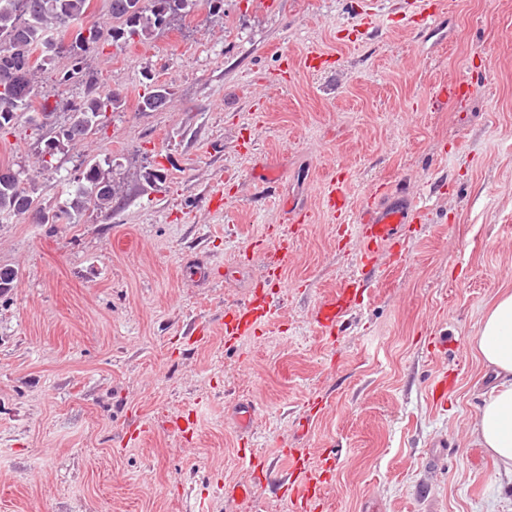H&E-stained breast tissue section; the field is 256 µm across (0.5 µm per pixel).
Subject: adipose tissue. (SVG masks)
<instances>
[{
    "mask_svg": "<svg viewBox=\"0 0 512 512\" xmlns=\"http://www.w3.org/2000/svg\"><path fill=\"white\" fill-rule=\"evenodd\" d=\"M501 377L479 409L472 434L494 462L512 470V291L499 292L480 322L473 345Z\"/></svg>",
    "mask_w": 512,
    "mask_h": 512,
    "instance_id": "adipose-tissue-1",
    "label": "adipose tissue"
}]
</instances>
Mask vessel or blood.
<instances>
[{
    "label": "vessel or blood",
    "mask_w": 512,
    "mask_h": 512,
    "mask_svg": "<svg viewBox=\"0 0 512 512\" xmlns=\"http://www.w3.org/2000/svg\"><path fill=\"white\" fill-rule=\"evenodd\" d=\"M376 205L367 206L356 219L357 234L361 241L359 263L370 265L374 256L384 249H392L395 256L403 254V231L406 224L414 222L418 211L406 192L399 185H385L377 189ZM293 248L288 235L276 237L269 249L273 263L268 270L264 288L252 289L244 300L230 305L224 310V322L220 332L225 345H235L238 338L256 334L265 317L273 309V295L276 288L282 287V264ZM369 288L368 280L361 275L344 282L315 307L313 320L320 335L328 344H335L334 333L353 305L363 300ZM170 431L185 442H193L198 431L196 415L178 414L167 421ZM288 461V474L277 482V491L289 505L290 512H321L322 486L329 478L336 463L334 453H327L320 470H312L308 465V453L303 448H285L281 451Z\"/></svg>",
    "instance_id": "1"
}]
</instances>
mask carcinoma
I'll use <instances>...</instances> for the list:
<instances>
[{
    "label": "carcinoma",
    "instance_id": "cac0c4a2",
    "mask_svg": "<svg viewBox=\"0 0 512 512\" xmlns=\"http://www.w3.org/2000/svg\"><path fill=\"white\" fill-rule=\"evenodd\" d=\"M209 10H223L224 0H109L113 18L112 41L144 42L157 30L186 16L197 2ZM90 0H0V132L13 125L20 112L34 113L36 128L51 125L55 113L47 100H38V73H51L60 86L86 76L85 55L100 40L95 24L84 23ZM90 91L71 107L68 125L47 140L40 162L104 127L107 113L118 110L123 99L115 91L102 94L96 79L89 77ZM172 93L164 85H151L140 96L139 109L156 111ZM26 174L9 165L0 166V215L12 214L39 224H72L76 216L92 206L107 215L121 204L112 176V161L89 163L70 184L72 198L53 211L38 206L25 187Z\"/></svg>",
    "mask_w": 512,
    "mask_h": 512
}]
</instances>
